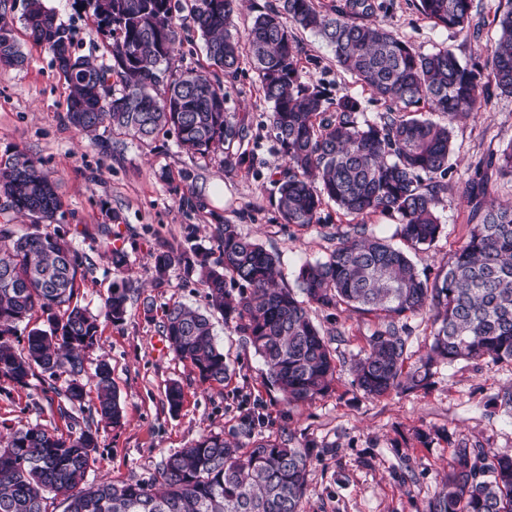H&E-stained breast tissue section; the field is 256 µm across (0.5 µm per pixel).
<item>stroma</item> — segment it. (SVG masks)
<instances>
[{"label":"stroma","mask_w":512,"mask_h":512,"mask_svg":"<svg viewBox=\"0 0 512 512\" xmlns=\"http://www.w3.org/2000/svg\"><path fill=\"white\" fill-rule=\"evenodd\" d=\"M381 3L379 21L423 53L448 45L462 61L480 63L497 39L498 0H474L479 36L471 40L434 26L420 12L419 0ZM45 4L69 32L73 54L96 65L108 63L106 39L80 0ZM23 12V0H0V25L12 30L24 56L21 64L0 65V152L19 147L59 183L62 206L53 227L71 240L83 264L78 303L101 318L98 343L86 354L85 368L94 370L101 359L111 365L125 416L122 427H100L88 481L145 482L164 455L201 436L237 441L243 404L264 415L263 435L312 450L305 512H427L459 442L490 455H512V408L501 401L504 391L512 390V362L460 359L438 365L425 387L369 397L354 384L349 367L379 326L371 314L312 309L337 365L332 388L312 402L288 406L266 383L259 356L218 315L215 334L232 373L221 384L202 382L190 363L169 351L161 322L164 308L175 301L205 309V294L196 273L182 265L173 267L164 284H156L151 253L164 246L211 249L216 225L230 222L278 255L277 283L293 289L300 267L324 258L352 219L329 204L322 223L301 228L281 222L275 181L285 159L270 135L271 105L250 60L224 80L229 112L251 125L250 156L242 166L226 170L219 153L211 161L198 160L163 136L144 143L120 137L106 154L95 135L68 123L70 89L51 54L28 37ZM295 36L307 81L356 96L367 117L383 111V103L337 65L321 38L302 30ZM451 140L448 189L437 205L445 229L430 248L412 254L417 267L432 276L468 234L472 190H479L486 205L512 202V180L492 171L484 180L476 178L490 154L512 143V96L490 89L487 108L455 121ZM186 196L194 208L183 206ZM114 214L119 224L113 232L128 254L124 274L114 270L99 231ZM124 277L133 280L136 293L125 321L115 325L102 319V303L112 283ZM173 382L183 390L176 412L166 400ZM59 402L53 381L43 375L30 377L24 386L0 378V437L36 423L50 433L69 434L95 416L96 388L87 385L81 405L67 412L59 411Z\"/></svg>","instance_id":"stroma-1"}]
</instances>
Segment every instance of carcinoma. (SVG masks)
Returning a JSON list of instances; mask_svg holds the SVG:
<instances>
[{
	"label": "carcinoma",
	"mask_w": 512,
	"mask_h": 512,
	"mask_svg": "<svg viewBox=\"0 0 512 512\" xmlns=\"http://www.w3.org/2000/svg\"><path fill=\"white\" fill-rule=\"evenodd\" d=\"M108 39L110 64L97 66L71 51L68 33L43 0H27L26 29L52 54L71 86L67 119L81 132L99 128L142 142L171 135L193 157L205 158L224 144L242 143L249 124L229 114L224 83L202 71H177L170 61L184 18L172 0H82ZM474 0H419L433 25L467 35ZM235 0H189L188 14L204 37L210 66L226 75L242 56L256 65L264 98L271 103L270 128L286 165L278 179L276 209L285 224L321 223L325 202L345 215L389 213L407 249L430 246L441 234L436 215L448 185L451 126L487 104L482 89L494 83L512 95V0H500L499 37L483 66L468 65L448 46L422 53L369 21L377 0H281L259 13L247 47L230 32ZM322 37L336 62L384 101L386 111L368 119L360 102L305 79L300 47L282 16ZM21 61L12 31L0 27V64ZM441 112L448 123L424 117ZM487 166L512 178V143ZM0 212L30 216L32 232L0 222V377L25 386L38 368L64 378L58 394L71 405L85 395L84 354L97 344L99 323L72 304L80 263L71 243L47 230L61 206L56 183L19 148L0 154ZM465 242L434 279L421 276L407 249L366 233L336 234L322 260L299 270V292L274 286L277 256L228 222L215 228L214 248L191 254L172 248L151 254L154 281L184 264L198 269L211 309L244 337L263 359L267 382L289 406L328 392L336 354L313 323L312 307L346 306L381 320L368 349L350 370L357 386L380 398L424 385L438 364L459 359L512 362V207L485 208ZM239 286L238 296L227 285ZM134 289L112 285L104 316L125 321ZM27 350L4 340L34 313ZM431 321L432 342L417 362L407 347L411 316ZM162 336L179 359L204 382L222 383L229 373L210 317L174 302L166 306ZM93 380L100 421L122 425L123 408L112 386V369L99 362ZM265 417L251 408L238 415L244 441L230 445L203 435L187 448L164 455L148 483L83 485L98 448L99 426L67 436L35 424L0 445V512H45L52 497L64 512H303L308 449L257 436ZM428 512H512V456L492 458L481 448L457 444L441 490Z\"/></svg>",
	"instance_id": "obj_1"
}]
</instances>
